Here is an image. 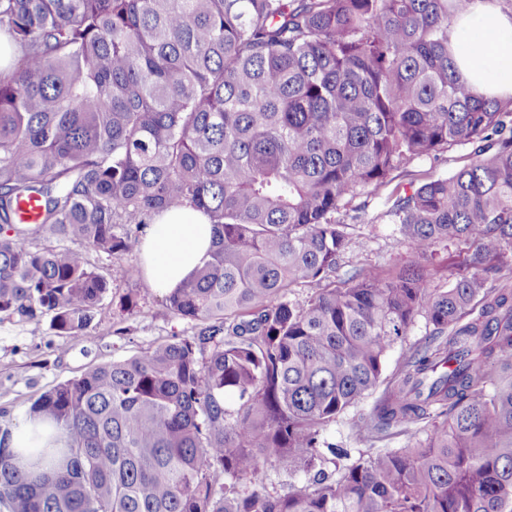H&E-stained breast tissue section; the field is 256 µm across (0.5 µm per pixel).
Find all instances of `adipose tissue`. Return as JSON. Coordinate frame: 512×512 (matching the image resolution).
Listing matches in <instances>:
<instances>
[{"label": "adipose tissue", "instance_id": "ef3b65f1", "mask_svg": "<svg viewBox=\"0 0 512 512\" xmlns=\"http://www.w3.org/2000/svg\"><path fill=\"white\" fill-rule=\"evenodd\" d=\"M449 47L474 93L512 97V10L499 0H470L450 29ZM211 242L203 211L182 206L156 214L140 245L142 274L153 288L171 291L201 265Z\"/></svg>", "mask_w": 512, "mask_h": 512}]
</instances>
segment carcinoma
<instances>
[{
    "mask_svg": "<svg viewBox=\"0 0 512 512\" xmlns=\"http://www.w3.org/2000/svg\"><path fill=\"white\" fill-rule=\"evenodd\" d=\"M468 3L0 0L21 48L0 75V314L88 336L110 288L88 252L128 256L188 204L214 230L166 295L193 336L57 384L27 411L45 442L0 445L10 512H512V289L487 287L512 270V98L457 73ZM473 142L469 165L394 201L401 272L331 281L347 198ZM30 198L58 245L33 247ZM437 243L468 270L446 289L423 269ZM300 282L313 293L292 302ZM419 314L428 342L354 433L431 426L354 458L323 431L385 381ZM326 463L336 478L268 489V466Z\"/></svg>",
    "mask_w": 512,
    "mask_h": 512,
    "instance_id": "carcinoma-1",
    "label": "carcinoma"
}]
</instances>
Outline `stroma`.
<instances>
[{
    "instance_id": "1",
    "label": "stroma",
    "mask_w": 512,
    "mask_h": 512,
    "mask_svg": "<svg viewBox=\"0 0 512 512\" xmlns=\"http://www.w3.org/2000/svg\"><path fill=\"white\" fill-rule=\"evenodd\" d=\"M472 152V145L458 144L431 156L413 158L392 171L379 192L361 191L348 198L335 215L348 236L336 282L363 269L398 271L408 251L389 214L396 195L456 173L472 161ZM130 292L138 295L139 304L132 312H121L120 302ZM193 333V322L171 313L164 294L141 276L113 280L95 311L90 335L84 337L55 335L45 320L34 323L1 316L0 431L20 428L31 404L58 383ZM379 398L375 392L350 407L328 427L327 441L355 453L365 451L367 445L353 437L352 425L359 416L371 413Z\"/></svg>"
}]
</instances>
